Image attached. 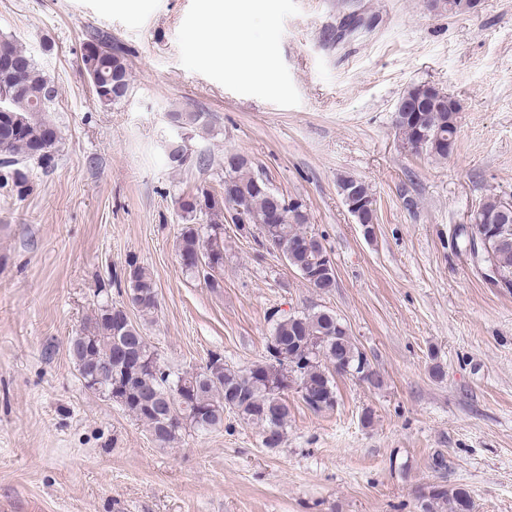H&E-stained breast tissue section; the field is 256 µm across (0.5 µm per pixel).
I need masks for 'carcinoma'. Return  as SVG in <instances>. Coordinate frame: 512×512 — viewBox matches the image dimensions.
Returning a JSON list of instances; mask_svg holds the SVG:
<instances>
[{"instance_id":"cac0c4a2","label":"carcinoma","mask_w":512,"mask_h":512,"mask_svg":"<svg viewBox=\"0 0 512 512\" xmlns=\"http://www.w3.org/2000/svg\"><path fill=\"white\" fill-rule=\"evenodd\" d=\"M127 53L112 35L92 32L83 43L82 66L95 100L115 104L130 91ZM0 57L19 63L12 82L0 84L8 111L0 112V190L23 197L30 189V163L50 169L55 163L58 126L49 112L57 98L55 86L38 62L11 36L0 35ZM458 110L435 106L423 113L422 121L430 139L417 138L411 124L395 127L403 148L413 154L426 152L448 157L441 142L457 136ZM224 182L231 184V197H217L199 185L179 197L184 218H207L206 235L191 225L184 227L178 255L186 272L202 277L209 287H220L218 273L224 269V207L243 208L248 223H269L273 200L286 197L272 189L270 182L254 173L247 158L224 156ZM480 217L497 221L498 232L489 240L490 253L507 254L501 278L512 286V215L500 218L499 198L487 196L479 204ZM308 217L284 207L279 221L269 230L278 244L306 241ZM320 245L288 254L286 261L296 271L320 265ZM126 301L98 304L94 314L71 336L68 350L75 367H83L92 379L89 390L112 394L126 413L140 422L161 447L179 443L183 432L193 429L214 432L224 428V414H233L261 429L264 447L275 450L286 441L290 408L283 398L285 372L296 368L299 385L311 396L307 407L314 413L336 405L334 375L336 363L344 360L361 374L369 365L366 354L357 347L336 315L325 310L301 314H271L273 332L266 345L264 360L235 368L224 363L219 353L209 355L205 365L183 373H173L157 350L148 343L138 325L128 316L133 308L152 314L158 307V294L149 271L137 259L127 261ZM472 502L464 487L448 489L431 486L419 494L420 512H460V505Z\"/></svg>"}]
</instances>
